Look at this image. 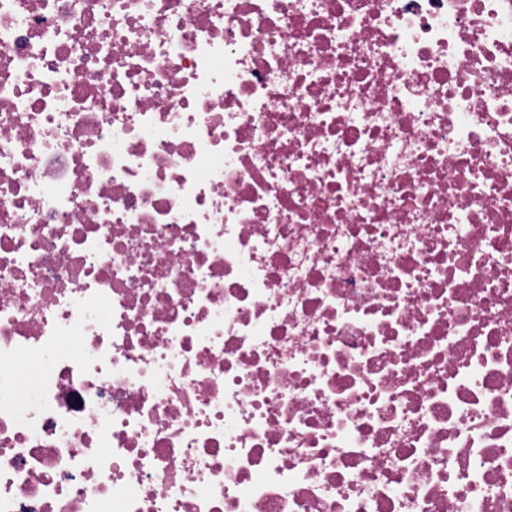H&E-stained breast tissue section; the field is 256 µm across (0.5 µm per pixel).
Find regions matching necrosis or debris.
I'll return each mask as SVG.
<instances>
[{
    "label": "necrosis or debris",
    "mask_w": 512,
    "mask_h": 512,
    "mask_svg": "<svg viewBox=\"0 0 512 512\" xmlns=\"http://www.w3.org/2000/svg\"><path fill=\"white\" fill-rule=\"evenodd\" d=\"M0 512H512V0H0Z\"/></svg>",
    "instance_id": "obj_1"
}]
</instances>
